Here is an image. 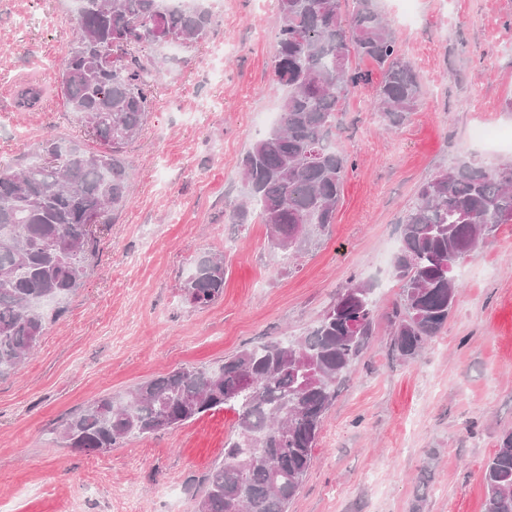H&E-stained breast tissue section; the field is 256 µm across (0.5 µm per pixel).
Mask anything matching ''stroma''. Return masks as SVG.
Masks as SVG:
<instances>
[{"instance_id": "35a3bbf8", "label": "stroma", "mask_w": 512, "mask_h": 512, "mask_svg": "<svg viewBox=\"0 0 512 512\" xmlns=\"http://www.w3.org/2000/svg\"><path fill=\"white\" fill-rule=\"evenodd\" d=\"M202 41L140 44L151 110L124 156L127 206L96 225L87 276L60 304L21 373L0 378V512H194L224 457L236 412L86 453L59 425L89 401L121 397L180 367L304 334L349 280L374 286V333L324 416L312 465L288 512H483V467L512 431V223L458 267L440 334L413 360L391 351L400 292L398 220L419 184L467 160L512 162L474 127L512 131V0H379L422 87L397 128L359 85L333 144L351 162L330 232L292 258L258 215L232 224L241 161L279 112L276 0H205ZM76 36L69 0H0V168L33 161L48 137L93 147L57 82ZM45 96L18 111L17 90ZM224 257V293L206 307L181 290L202 255Z\"/></svg>"}]
</instances>
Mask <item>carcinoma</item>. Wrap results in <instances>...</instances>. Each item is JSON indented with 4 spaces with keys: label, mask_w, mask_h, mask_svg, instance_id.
<instances>
[{
    "label": "carcinoma",
    "mask_w": 512,
    "mask_h": 512,
    "mask_svg": "<svg viewBox=\"0 0 512 512\" xmlns=\"http://www.w3.org/2000/svg\"><path fill=\"white\" fill-rule=\"evenodd\" d=\"M77 37L58 70L67 108L101 144L91 150L47 138L46 158L19 172L0 171V378L17 373L38 345L49 304L79 288L95 250L92 226L130 200L123 149L140 134L151 108L147 71L123 52L110 69V48L197 42L212 25L203 0H76ZM273 60L287 88L280 119L245 153L247 204L232 209L245 224L248 206L276 227L274 248L299 256L329 231L349 172L331 142L336 114L351 89L371 80L350 66L355 54L381 72L374 107L396 128L415 111L421 84L399 54L378 0H276ZM44 88L28 83L16 106L30 110ZM512 223V164L485 168L463 161L439 170L417 191L400 220L393 275L401 295L391 321L392 350L411 360L437 336L457 298L455 268ZM198 306L224 292V260L203 255L184 281ZM373 285L351 281L303 335L245 348L216 367L191 366L147 380L122 398L102 397L63 423L72 448L103 452L158 432L161 416L179 427L226 405L237 412L224 459L207 478L195 512H286L307 475L336 387L373 335ZM484 512H512V432L503 434L483 470Z\"/></svg>",
    "instance_id": "1"
}]
</instances>
